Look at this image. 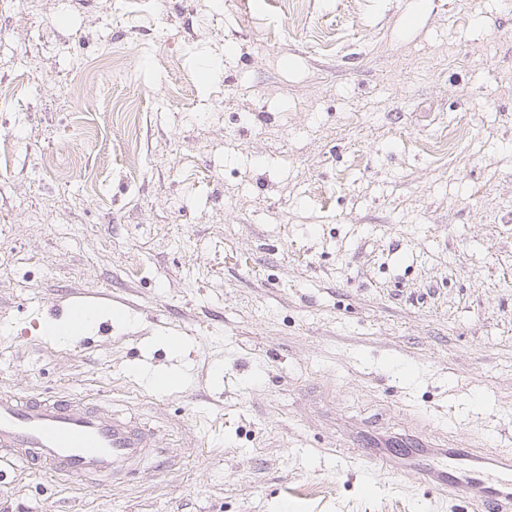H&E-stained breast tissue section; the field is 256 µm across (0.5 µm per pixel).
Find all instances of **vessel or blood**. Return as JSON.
Returning a JSON list of instances; mask_svg holds the SVG:
<instances>
[{"mask_svg":"<svg viewBox=\"0 0 512 512\" xmlns=\"http://www.w3.org/2000/svg\"><path fill=\"white\" fill-rule=\"evenodd\" d=\"M67 308L68 320L80 330L93 310L109 311L113 304L105 297L81 296ZM157 446L153 428L109 406L0 392V453L50 473L70 479L130 474ZM444 456L448 464L438 465ZM358 457L369 477L400 471L408 460L411 474L435 494L479 502V512H512L511 460L498 461L503 476L497 479L472 450L435 446L421 431L359 448Z\"/></svg>","mask_w":512,"mask_h":512,"instance_id":"vessel-or-blood-1","label":"vessel or blood"}]
</instances>
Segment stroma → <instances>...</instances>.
<instances>
[{"label": "stroma", "mask_w": 512, "mask_h": 512, "mask_svg": "<svg viewBox=\"0 0 512 512\" xmlns=\"http://www.w3.org/2000/svg\"><path fill=\"white\" fill-rule=\"evenodd\" d=\"M1 390L163 453L0 512H475L352 447L512 457V0H0ZM67 319L75 325L73 339L77 340L80 338L79 334L85 323L87 317H89L93 310H111L116 307L112 304V300L105 297L89 298V297H78L71 300L67 304Z\"/></svg>", "instance_id": "35a3bbf8"}]
</instances>
